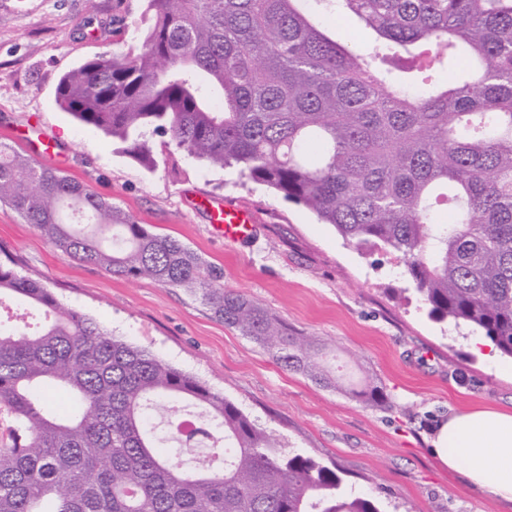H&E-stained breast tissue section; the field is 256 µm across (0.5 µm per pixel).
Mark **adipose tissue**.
<instances>
[{
    "instance_id": "obj_1",
    "label": "adipose tissue",
    "mask_w": 512,
    "mask_h": 512,
    "mask_svg": "<svg viewBox=\"0 0 512 512\" xmlns=\"http://www.w3.org/2000/svg\"><path fill=\"white\" fill-rule=\"evenodd\" d=\"M431 451L488 498L512 505V412H455L432 430Z\"/></svg>"
}]
</instances>
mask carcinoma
I'll return each mask as SVG.
<instances>
[{
  "instance_id": "cac0c4a2",
  "label": "carcinoma",
  "mask_w": 512,
  "mask_h": 512,
  "mask_svg": "<svg viewBox=\"0 0 512 512\" xmlns=\"http://www.w3.org/2000/svg\"><path fill=\"white\" fill-rule=\"evenodd\" d=\"M146 2L136 47L60 77L63 111L148 169L149 137L167 136L356 247L400 254L431 318L512 357V0H336L358 20L345 31L309 0ZM0 203L80 264L200 299L282 369L386 403L371 379L330 369L321 340L224 288L223 268L2 142ZM5 296L47 323L0 325V512H380L205 383L0 262ZM51 390L76 408H49ZM168 399L198 428L169 427L163 451L145 419Z\"/></svg>"
}]
</instances>
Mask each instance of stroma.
Returning <instances> with one entry per match:
<instances>
[{"label":"stroma","mask_w":512,"mask_h":512,"mask_svg":"<svg viewBox=\"0 0 512 512\" xmlns=\"http://www.w3.org/2000/svg\"><path fill=\"white\" fill-rule=\"evenodd\" d=\"M145 8V0H0V141L24 154L49 150L44 166L222 267L225 288L323 340L328 363L372 377L387 404L365 405L283 370L181 289L69 260L1 203L0 259L113 335L204 381L286 450L322 461L346 490L374 497L380 512H505L440 467L429 438L449 413L512 410V377L496 369L508 358L478 356V331L430 318L396 254L358 249L306 207L235 170L203 165L169 138L151 137L157 165L145 168L57 105L60 77L127 51ZM91 14L99 27L85 38L78 28ZM226 198L256 212L248 239L230 243L213 230L206 203Z\"/></svg>","instance_id":"35a3bbf8"}]
</instances>
